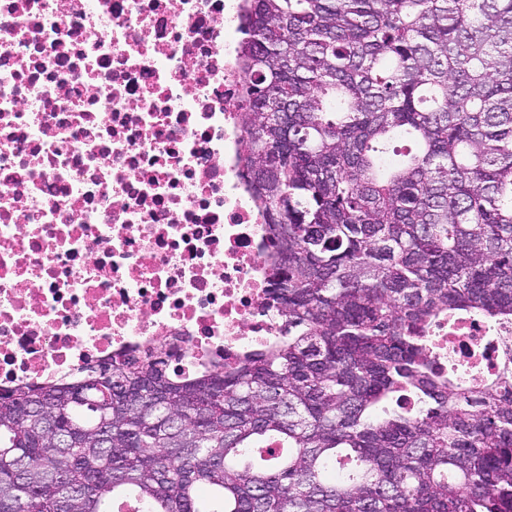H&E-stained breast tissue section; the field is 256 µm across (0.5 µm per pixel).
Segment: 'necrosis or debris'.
<instances>
[{
  "label": "necrosis or debris",
  "instance_id": "4bbe7bcc",
  "mask_svg": "<svg viewBox=\"0 0 512 512\" xmlns=\"http://www.w3.org/2000/svg\"><path fill=\"white\" fill-rule=\"evenodd\" d=\"M243 4L0 0V387L157 349L217 371L284 336L235 108ZM424 336L469 384L512 324Z\"/></svg>",
  "mask_w": 512,
  "mask_h": 512
}]
</instances>
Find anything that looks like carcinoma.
I'll return each mask as SVG.
<instances>
[{
  "label": "carcinoma",
  "mask_w": 512,
  "mask_h": 512,
  "mask_svg": "<svg viewBox=\"0 0 512 512\" xmlns=\"http://www.w3.org/2000/svg\"><path fill=\"white\" fill-rule=\"evenodd\" d=\"M244 34L286 336L113 360L109 405L96 369L0 388V512H512V349L464 386L420 336L512 321V0H247Z\"/></svg>",
  "instance_id": "carcinoma-1"
}]
</instances>
